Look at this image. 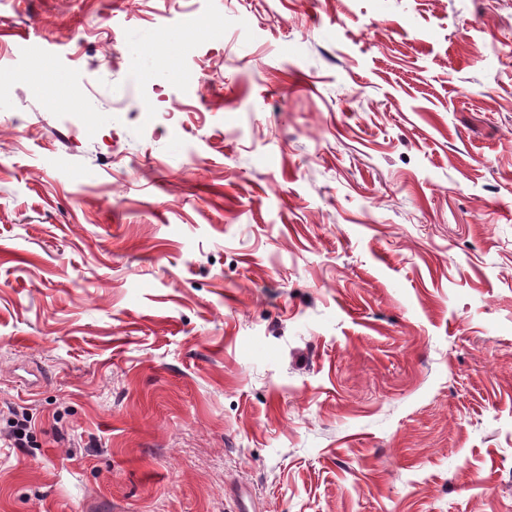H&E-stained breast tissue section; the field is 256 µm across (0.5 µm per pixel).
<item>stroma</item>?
<instances>
[{
	"label": "stroma",
	"mask_w": 512,
	"mask_h": 512,
	"mask_svg": "<svg viewBox=\"0 0 512 512\" xmlns=\"http://www.w3.org/2000/svg\"><path fill=\"white\" fill-rule=\"evenodd\" d=\"M0 60V512H512V0H0ZM12 424L13 425L10 426L12 428L10 440L13 441V447L25 448L32 439V428L34 426L32 417L22 414L21 418L15 419Z\"/></svg>",
	"instance_id": "stroma-1"
}]
</instances>
